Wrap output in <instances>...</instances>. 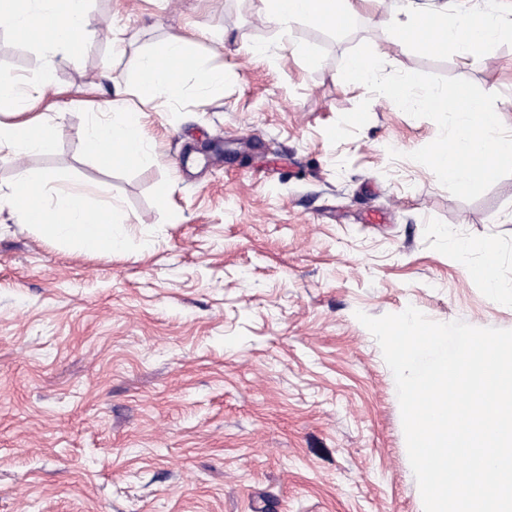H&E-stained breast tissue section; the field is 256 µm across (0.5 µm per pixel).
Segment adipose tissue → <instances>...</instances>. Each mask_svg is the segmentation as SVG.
I'll return each instance as SVG.
<instances>
[{
    "label": "adipose tissue",
    "mask_w": 512,
    "mask_h": 512,
    "mask_svg": "<svg viewBox=\"0 0 512 512\" xmlns=\"http://www.w3.org/2000/svg\"><path fill=\"white\" fill-rule=\"evenodd\" d=\"M365 0H259L260 20L281 26L307 19L334 28L348 27L358 17ZM412 0H393L396 10L410 14V23L400 29L399 41L411 42L422 53L454 50L462 57H476L487 48L512 43V20L496 10H458L452 13L413 9ZM0 21L19 37L44 51H76L89 24L87 0H0ZM195 69L193 42L173 38L157 50L144 54L139 62L132 98L113 101L112 109L122 112L134 104L152 103L158 96L176 100L184 93L183 75ZM196 87L205 92L224 81V73L195 69ZM53 67L44 68L28 84L0 74V150L25 157L48 149L59 135L58 126L45 113L24 114L21 103L31 93H45L53 86ZM87 143L100 166L119 163L147 164L153 159L141 127L128 121H97L86 132ZM46 175L20 172L8 192H0V204L7 205L21 220L37 224L49 238L86 251H123L127 233L112 222L111 206L95 208L86 198L87 188L74 187L48 202Z\"/></svg>",
    "instance_id": "ef3b65f1"
}]
</instances>
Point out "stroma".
I'll return each instance as SVG.
<instances>
[{
	"instance_id": "stroma-1",
	"label": "stroma",
	"mask_w": 512,
	"mask_h": 512,
	"mask_svg": "<svg viewBox=\"0 0 512 512\" xmlns=\"http://www.w3.org/2000/svg\"><path fill=\"white\" fill-rule=\"evenodd\" d=\"M257 0H90L77 58L0 26V73L53 65L40 97L60 134L0 151V187L50 174L112 202L124 251L89 253L0 211V512H424L395 378L358 313L512 329V175L472 201L409 155L437 124L344 86L369 43L385 72L499 94L512 130V44L473 58L393 44L406 14L367 4L351 27L256 19ZM196 29L202 93L123 112L154 155L101 168L85 132L139 57ZM264 55H254L257 46ZM369 100V120L325 129ZM400 153L391 159L390 150ZM497 239L491 295L456 256Z\"/></svg>"
}]
</instances>
